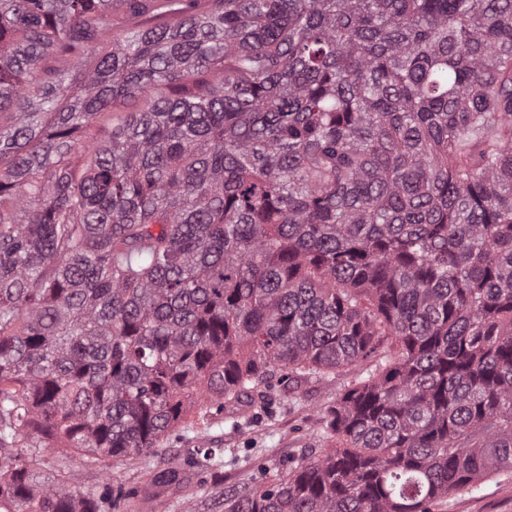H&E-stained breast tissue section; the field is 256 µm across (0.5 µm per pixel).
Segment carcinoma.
Wrapping results in <instances>:
<instances>
[{
  "label": "carcinoma",
  "instance_id": "cac0c4a2",
  "mask_svg": "<svg viewBox=\"0 0 512 512\" xmlns=\"http://www.w3.org/2000/svg\"><path fill=\"white\" fill-rule=\"evenodd\" d=\"M0 0V512H119L9 452L147 454L368 360L224 512H433L512 470V0Z\"/></svg>",
  "mask_w": 512,
  "mask_h": 512
}]
</instances>
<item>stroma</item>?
I'll return each mask as SVG.
<instances>
[{
	"label": "stroma",
	"instance_id": "stroma-1",
	"mask_svg": "<svg viewBox=\"0 0 512 512\" xmlns=\"http://www.w3.org/2000/svg\"><path fill=\"white\" fill-rule=\"evenodd\" d=\"M356 376L353 369L325 378L276 376L267 406L248 407L239 425H230L225 412L195 407L149 456L101 462L43 448L33 455V467L52 481L75 473L88 492L120 478L137 491L127 512H220L225 491L256 487L292 463L321 458L324 417ZM202 446L223 448L222 461L199 465ZM436 512H512V472L489 478L479 492L449 495Z\"/></svg>",
	"mask_w": 512,
	"mask_h": 512
}]
</instances>
